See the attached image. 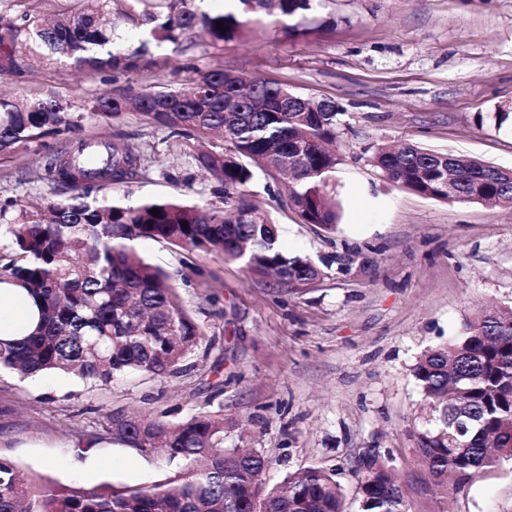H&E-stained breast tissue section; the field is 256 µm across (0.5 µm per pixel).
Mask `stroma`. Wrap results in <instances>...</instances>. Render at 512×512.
<instances>
[{"mask_svg":"<svg viewBox=\"0 0 512 512\" xmlns=\"http://www.w3.org/2000/svg\"><path fill=\"white\" fill-rule=\"evenodd\" d=\"M324 24L285 35L269 17L215 50L193 41L155 50V66L131 77L88 75L35 57L23 77L0 75L6 95L55 93L84 102L126 84L177 85L221 66L273 79L344 112L341 161L329 188L341 206L335 233L301 223L285 189L254 171L250 191L266 202L288 255L362 254L376 270L332 266L305 292L243 263L140 240L139 253L170 273L206 341L174 375L133 373L90 387L59 373L20 379L0 373V456L54 486H151L177 465L157 451L103 439L77 452L82 434L108 417L140 413L172 422L210 411L238 423L269 461L263 482L320 464L341 467L346 489L361 448L390 452L405 480L409 512H512V464L442 496L425 490L416 432L432 424L411 369L428 347L461 335L479 309L512 304V206L446 203L397 188L371 165L372 146L414 143L512 168V0H324ZM484 122H477V115ZM91 137L123 135L142 151L146 173L113 186L131 201L176 197L213 202V183L165 131L129 114L108 126L86 118ZM64 140L0 160V205L70 188L44 172Z\"/></svg>","mask_w":512,"mask_h":512,"instance_id":"stroma-1","label":"stroma"}]
</instances>
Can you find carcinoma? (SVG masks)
Wrapping results in <instances>:
<instances>
[{
  "label": "carcinoma",
  "instance_id": "obj_1",
  "mask_svg": "<svg viewBox=\"0 0 512 512\" xmlns=\"http://www.w3.org/2000/svg\"><path fill=\"white\" fill-rule=\"evenodd\" d=\"M194 0H73L50 21L24 13L0 17V74L26 72L38 49L72 60L91 74L129 75L154 61L151 48L177 47L198 31L209 46L244 38L249 25L277 13L307 23L316 0H236L209 14ZM224 22L225 30L217 28ZM80 108L112 123L132 113L191 149L195 168L215 182L220 205L171 198L101 196L136 177L142 156L117 137L103 144L99 166L79 161L93 142L81 138L83 115L54 95L0 97V158L50 137L70 148L46 157L51 180L75 194L65 203L31 198L0 206V284L19 287L37 311L29 330L0 335V371L22 377L59 372L96 387L129 372L155 376L186 367L205 328L174 299L172 276L147 263L134 242L150 239L242 261L253 275L273 274L303 288L325 276L327 263L288 256L264 203L247 191L251 166L288 184V205L303 224L336 232L339 212L328 180L340 163L328 149L344 112L287 85L222 67L196 72L172 87L159 80L103 92ZM370 162L398 188L443 202L512 204V169L413 143L378 145ZM159 208V214L149 210ZM437 426L415 434L427 489L459 492L512 460V305L482 309L462 335L425 350L411 369ZM222 414L178 423L121 415L108 436L145 451L161 448L182 462L177 474L150 487L51 486L26 478L0 456V512H409L393 457L379 448L358 453L348 501L337 470L311 465L269 489L258 477L269 461L255 448L227 443Z\"/></svg>",
  "mask_w": 512,
  "mask_h": 512
}]
</instances>
